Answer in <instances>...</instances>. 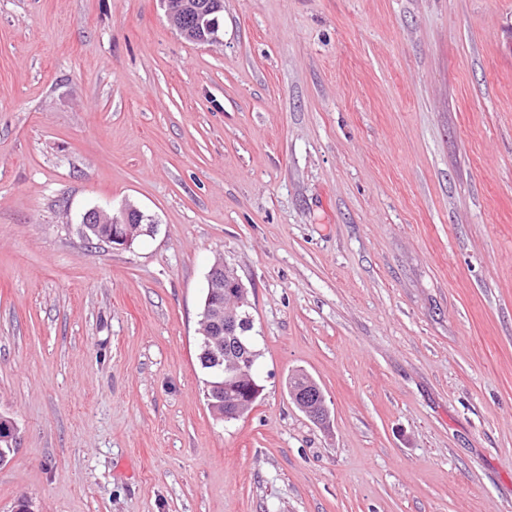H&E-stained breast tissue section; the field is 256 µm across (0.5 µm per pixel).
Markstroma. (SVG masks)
<instances>
[{"instance_id": "obj_1", "label": "stroma", "mask_w": 512, "mask_h": 512, "mask_svg": "<svg viewBox=\"0 0 512 512\" xmlns=\"http://www.w3.org/2000/svg\"><path fill=\"white\" fill-rule=\"evenodd\" d=\"M156 221L88 247L85 212ZM263 392L208 406V274ZM322 387V429L289 400ZM0 512H512V0H0ZM181 1V2H180ZM172 5L170 0H161L171 25L183 36L197 34L198 43L217 40L218 18L213 16L223 8V0H180ZM180 18V22L177 19ZM208 35V36H207ZM208 295L204 319L207 331H200L202 336H208L212 342H217L221 336L235 340L241 347L243 356L230 358L229 368H224L225 376L232 379L241 386L242 395L230 401L224 402L226 398L235 392V387L227 380L224 374L217 367V360L211 356L208 344L202 339L200 346L199 360L203 369L208 373L207 380L208 395L211 391H217L218 384L224 383L222 392L224 400L214 395L216 401H210L211 409L224 421L238 420L253 410L262 393L260 386L251 375L247 361V346L241 338L247 339L248 332L252 329L251 317L245 308L250 306L248 301V289L234 269L223 264L214 265L208 274ZM231 298L232 304L229 309H224V298ZM207 395V398L210 396ZM224 404V412L218 411V406ZM18 435V427L16 423L8 417L0 416V465L8 459V452L2 448V444L6 445L9 453L13 452L16 447Z\"/></svg>"}]
</instances>
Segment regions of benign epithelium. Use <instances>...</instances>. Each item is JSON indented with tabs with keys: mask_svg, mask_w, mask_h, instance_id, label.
Segmentation results:
<instances>
[{
	"mask_svg": "<svg viewBox=\"0 0 512 512\" xmlns=\"http://www.w3.org/2000/svg\"><path fill=\"white\" fill-rule=\"evenodd\" d=\"M171 25L184 37L198 35L197 42L209 43L217 40L219 30L215 13L223 8V0H181L177 5L171 0H161ZM93 224L107 225V232L102 241L114 248L130 249L137 238L154 231L152 217L138 208L128 205L120 213L113 214L100 209L87 211L82 220V227ZM248 289L237 272L224 264L211 268L208 274V295L204 322L207 330L200 334L217 342L221 337L235 340L242 351H248L244 339L252 329L251 317L246 309L250 305L247 299ZM247 356L230 359L229 367L224 369L225 376L241 386L242 395L222 401L220 396L209 403L217 416L226 420H238L253 410L262 393L260 386L251 375ZM291 402L308 418L319 426L329 424V408L326 396L319 384L311 377L301 388H288ZM18 427L5 416H0V465L8 459V453L14 451L17 442Z\"/></svg>",
	"mask_w": 512,
	"mask_h": 512,
	"instance_id": "1",
	"label": "benign epithelium"
}]
</instances>
